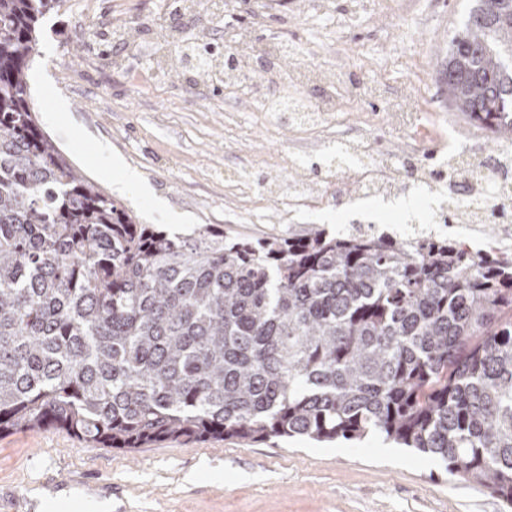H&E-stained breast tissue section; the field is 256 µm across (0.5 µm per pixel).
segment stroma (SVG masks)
<instances>
[{
	"instance_id": "1",
	"label": "stroma",
	"mask_w": 512,
	"mask_h": 512,
	"mask_svg": "<svg viewBox=\"0 0 512 512\" xmlns=\"http://www.w3.org/2000/svg\"><path fill=\"white\" fill-rule=\"evenodd\" d=\"M174 0H64L39 22V54L29 87L42 130L85 177L132 209L142 223L171 234L220 224L253 241L363 228L405 233L424 226L466 177L441 175L449 154L512 182L499 159L507 144L452 111L438 84L437 62L469 0H234L233 13L203 26L178 14ZM182 37L233 44L250 35L242 85L212 90L178 67L152 76L154 14ZM303 50L304 64L342 71L334 100L323 86L302 91L325 105L330 124L303 130L264 112L261 94L276 75L260 58L277 42ZM415 99L411 113L397 106ZM64 111H56L57 103ZM366 135L381 163L423 165L428 182L410 196L409 216L383 210L395 196L358 194L360 165L347 160L322 182L312 206L294 205L287 183L298 171L326 167L337 139ZM424 137V157L409 152ZM137 171L146 197L116 191L103 168L112 159ZM173 214L184 223H170ZM447 238L479 250L494 242L512 256V229L460 226ZM108 489L97 512H506L492 494L450 475L437 458L377 434L359 442L315 444L295 437L242 442L167 440L146 448H94L49 428L0 437V512H80L87 485Z\"/></svg>"
}]
</instances>
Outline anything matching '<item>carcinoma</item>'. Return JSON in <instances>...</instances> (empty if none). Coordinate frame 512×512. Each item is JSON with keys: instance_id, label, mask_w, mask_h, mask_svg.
Listing matches in <instances>:
<instances>
[{"instance_id": "1", "label": "carcinoma", "mask_w": 512, "mask_h": 512, "mask_svg": "<svg viewBox=\"0 0 512 512\" xmlns=\"http://www.w3.org/2000/svg\"><path fill=\"white\" fill-rule=\"evenodd\" d=\"M60 3L0 0V434L132 449L378 433L512 506V257L140 223L37 124L28 71ZM439 82L512 141V0H474Z\"/></svg>"}]
</instances>
